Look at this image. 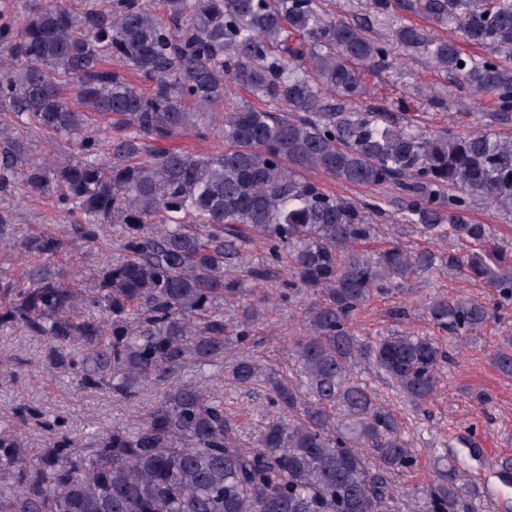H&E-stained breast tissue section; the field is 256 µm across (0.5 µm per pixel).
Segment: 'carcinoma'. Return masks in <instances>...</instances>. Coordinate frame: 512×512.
Wrapping results in <instances>:
<instances>
[{"mask_svg":"<svg viewBox=\"0 0 512 512\" xmlns=\"http://www.w3.org/2000/svg\"><path fill=\"white\" fill-rule=\"evenodd\" d=\"M417 7L460 35L409 23L389 45L322 13L316 0H165L164 12L114 0L107 17L49 0L21 20L0 21V190L19 179L25 193L56 195L80 215L88 242L109 227L125 253L84 288L47 265L0 277V324L45 338L44 369L66 366L81 389L130 397L187 359L205 365L225 344L243 343L264 309L248 304L226 322L224 300L242 281L225 280L223 269L256 232L272 265L290 254L288 295L319 296L291 343L299 388L266 375L249 355L232 366L240 385L269 383V406L299 413L269 428L259 450L240 447L224 401L193 382L166 391L141 428L112 425L82 445L41 421L50 438L35 453L0 426V512H378L392 491L388 473L414 460L398 421L351 376V363L363 359L424 414L437 367L451 354L426 336L365 341L353 323L374 294L404 287L438 254L397 242L360 250L372 237L364 210L380 204L331 195L301 173L393 189L407 219L437 242L454 236L485 246L489 225L470 220L479 201L512 221L511 134L431 135L359 104L367 93L360 67L397 64V45L512 111V0ZM464 44L495 55L467 54ZM237 88L266 106L237 105L217 118L213 106ZM95 115L119 117L111 164L87 131ZM10 119L63 140L69 154L29 159L25 143L8 136ZM217 123L224 145L206 156L148 145ZM21 244L46 256L62 248L51 232ZM448 265L512 301V262L491 265L473 252ZM90 308L99 317L78 316ZM427 314L460 339L490 309L443 296ZM493 361L512 377V338ZM361 436L372 440L373 464L354 446ZM464 502L452 468L427 494L428 512H460Z\"/></svg>","mask_w":512,"mask_h":512,"instance_id":"obj_1","label":"carcinoma"}]
</instances>
